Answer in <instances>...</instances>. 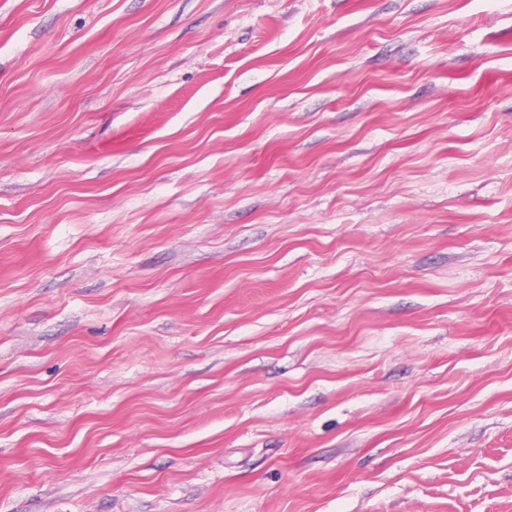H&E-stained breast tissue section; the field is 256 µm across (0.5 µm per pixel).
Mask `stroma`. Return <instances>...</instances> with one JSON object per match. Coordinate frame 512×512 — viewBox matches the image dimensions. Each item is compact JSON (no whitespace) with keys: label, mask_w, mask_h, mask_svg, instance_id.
Masks as SVG:
<instances>
[{"label":"stroma","mask_w":512,"mask_h":512,"mask_svg":"<svg viewBox=\"0 0 512 512\" xmlns=\"http://www.w3.org/2000/svg\"><path fill=\"white\" fill-rule=\"evenodd\" d=\"M0 512H512V0H0Z\"/></svg>","instance_id":"stroma-1"}]
</instances>
